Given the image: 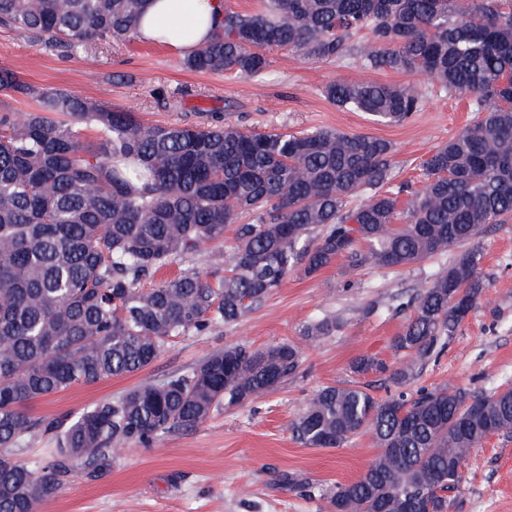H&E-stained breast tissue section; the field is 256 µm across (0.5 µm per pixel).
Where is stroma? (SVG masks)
Returning a JSON list of instances; mask_svg holds the SVG:
<instances>
[{
  "instance_id": "stroma-1",
  "label": "stroma",
  "mask_w": 512,
  "mask_h": 512,
  "mask_svg": "<svg viewBox=\"0 0 512 512\" xmlns=\"http://www.w3.org/2000/svg\"><path fill=\"white\" fill-rule=\"evenodd\" d=\"M269 75L235 78L199 73L176 51L137 40L87 45L75 55L38 45L21 31L0 28V67L40 91L69 90L136 113L148 124L199 121L223 114L226 123L252 132L297 133L337 129L365 133L394 146V183L414 179L431 151L478 119L465 95L447 97L426 87L420 112L407 122L377 124L325 99L331 80L365 78L405 86L413 75L390 70L365 74L341 63L313 62L288 51L271 54ZM484 297L461 323L436 360L405 391L452 385L472 394L512 386V217L490 225L479 238ZM449 255L392 271L352 266L338 258L309 275H291L260 307L236 323L202 336L174 340L146 369L82 385L36 400L33 416L74 415L137 385L191 367L233 344L255 349L304 343L295 373L261 399L213 413L190 432L174 433L149 447H131L96 478L73 475L43 512H328L323 489L356 479L376 455L369 433L338 448L302 445L290 422L325 386L357 384L376 398L395 396L386 372L360 374L363 357L404 365L393 348L407 318L400 304L447 266ZM332 313L343 320L334 336L305 341L304 327ZM451 512H512V436H490L468 463L465 482L450 492Z\"/></svg>"
}]
</instances>
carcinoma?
<instances>
[{
  "label": "carcinoma",
  "mask_w": 512,
  "mask_h": 512,
  "mask_svg": "<svg viewBox=\"0 0 512 512\" xmlns=\"http://www.w3.org/2000/svg\"><path fill=\"white\" fill-rule=\"evenodd\" d=\"M148 0H0V26L71 51L140 39ZM365 71L428 77L467 94L483 117L424 160L423 186L400 203L391 142L316 129L247 132L145 124L131 112L68 91L41 93L0 68V512H39L67 477L104 473L127 446L191 431L216 410L258 399L294 375L303 347L227 346L74 416L37 418L32 401L149 366L175 337L240 320L288 276L344 256L406 269L455 257L403 306L398 387L438 356L482 299V229L512 215V0H265L224 10L211 39L187 56L196 72L262 77L268 53ZM324 97L377 123L421 111L413 86L331 80ZM35 106L19 120L8 98ZM235 225L224 268L218 243ZM358 242L366 244L361 252ZM205 257V269L196 259ZM179 261L178 275L156 281ZM340 320L311 321L308 340ZM309 448H338L368 432L377 456L326 494L329 512H448L471 454L512 433V387L470 395L454 386L380 401L326 386L290 424ZM47 435L39 467L12 449Z\"/></svg>",
  "instance_id": "obj_1"
}]
</instances>
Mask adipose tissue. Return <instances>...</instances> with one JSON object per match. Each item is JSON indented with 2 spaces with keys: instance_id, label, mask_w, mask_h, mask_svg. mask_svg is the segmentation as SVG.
I'll use <instances>...</instances> for the list:
<instances>
[{
  "instance_id": "obj_1",
  "label": "adipose tissue",
  "mask_w": 512,
  "mask_h": 512,
  "mask_svg": "<svg viewBox=\"0 0 512 512\" xmlns=\"http://www.w3.org/2000/svg\"><path fill=\"white\" fill-rule=\"evenodd\" d=\"M224 14V0H149L141 30L144 39L189 53L209 37Z\"/></svg>"
}]
</instances>
